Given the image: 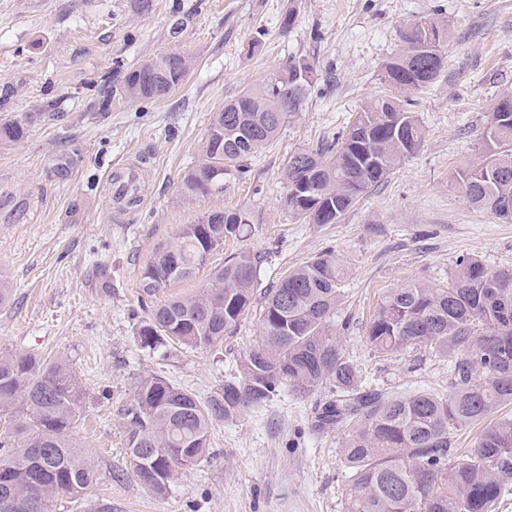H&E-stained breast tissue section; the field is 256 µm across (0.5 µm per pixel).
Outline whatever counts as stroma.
Masks as SVG:
<instances>
[{"mask_svg":"<svg viewBox=\"0 0 512 512\" xmlns=\"http://www.w3.org/2000/svg\"><path fill=\"white\" fill-rule=\"evenodd\" d=\"M0 0V120L28 124L0 148V353L64 358L82 390L73 430L99 480L81 502L60 496L50 512H348L344 430L311 426L313 398L281 391L257 412L214 424L206 462L180 474L168 494H146L126 472L125 410L136 382L158 375L205 399L233 376L258 337L244 315L221 347L149 352L140 346V276L153 249L193 223L201 208L178 196L181 176L214 115L290 57L314 63L318 82L277 140L253 157L224 194L246 207L253 232L210 258L247 251L262 287L330 249L349 270L337 324L346 355L369 387L404 394L448 391V360L421 346L374 354L365 336L381 296L410 280L441 283L457 258L512 267V221L474 209L457 173L484 155L482 133L498 99L512 93V0ZM185 26L170 32L173 12ZM292 15L290 31L281 21ZM425 16L444 21L447 63L411 93L424 127L416 152L368 189L336 224L288 215L282 171L289 155L341 135L360 108L385 94L382 65L400 29ZM262 39L261 52L248 51ZM177 51L194 65L166 99L130 101L109 87L141 60ZM68 153L72 174L50 173ZM135 169L140 202L111 193L114 172Z\"/></svg>","mask_w":512,"mask_h":512,"instance_id":"obj_1","label":"stroma"}]
</instances>
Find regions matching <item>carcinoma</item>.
Masks as SVG:
<instances>
[{
    "instance_id": "1",
    "label": "carcinoma",
    "mask_w": 512,
    "mask_h": 512,
    "mask_svg": "<svg viewBox=\"0 0 512 512\" xmlns=\"http://www.w3.org/2000/svg\"><path fill=\"white\" fill-rule=\"evenodd\" d=\"M427 32L448 43V26L432 17ZM425 32V33H427ZM425 33L413 23L403 48L382 66L397 95L367 102L340 140L294 151L282 171V206L308 224H337L371 187L420 146L424 129L406 95L429 87L437 68L420 79L415 56ZM192 60L169 52L140 61L123 77L121 96L161 101L186 78ZM317 80L307 58L292 57L245 88L215 113L198 160L179 183L184 202L202 206L197 220L154 248L140 288L152 298L189 281L224 241L257 223L246 207L226 209L224 191L248 172V160L303 110ZM483 131L485 161L459 174L471 207L500 219L512 204V94H503ZM21 121L0 122V147L22 142ZM118 198L137 202L136 176ZM347 269L324 252L288 271L274 288H260L258 259L232 254L210 269L205 287L174 295L145 310L138 335L155 351L170 340L190 348L224 343L240 319L258 310V340L239 358L237 375L201 400L157 376L141 377L127 409L126 450L140 488L168 492L177 476L209 454L210 429L271 401L283 389L300 398L329 389L315 428H347L342 453L351 479L350 512H495L512 493V416L490 415L512 403V268L492 271L480 260L456 261L443 285L410 281L380 300L366 340L392 356L428 346L448 358V394L417 389L403 396L371 389L336 333ZM82 387L69 363L33 354L0 355V415L21 416L0 439V512H49L62 495L79 501L97 483L94 461L72 437ZM481 426L473 447L451 454L455 432Z\"/></svg>"
}]
</instances>
